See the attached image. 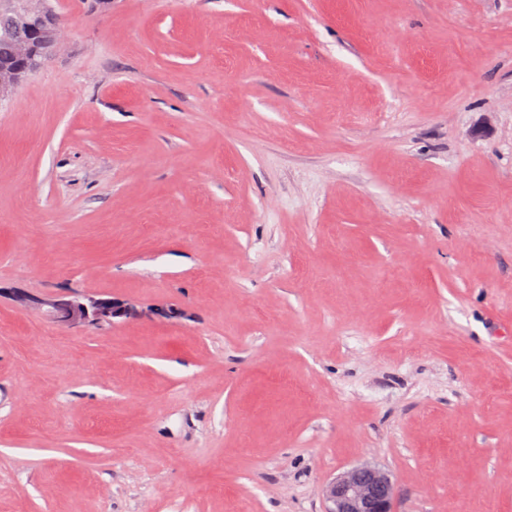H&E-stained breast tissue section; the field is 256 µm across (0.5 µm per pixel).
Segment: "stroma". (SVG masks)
Listing matches in <instances>:
<instances>
[{
  "instance_id": "obj_1",
  "label": "stroma",
  "mask_w": 512,
  "mask_h": 512,
  "mask_svg": "<svg viewBox=\"0 0 512 512\" xmlns=\"http://www.w3.org/2000/svg\"><path fill=\"white\" fill-rule=\"evenodd\" d=\"M52 5L0 101V512H325L359 465L512 512V0ZM33 17L38 19L35 22L29 23L32 31L31 38L19 44V53L22 58H34L35 56L44 55L48 44L44 43L41 37L43 27L53 26L55 37H57L61 32L59 25L63 19L53 9H47L45 12L36 13ZM47 19L52 23V25L47 24ZM9 296L22 310L41 312L62 327L101 329L114 325L118 319L137 320L152 314V310L104 294L55 293L40 297L15 290Z\"/></svg>"
}]
</instances>
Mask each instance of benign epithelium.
<instances>
[{
  "instance_id": "7a95c632",
  "label": "benign epithelium",
  "mask_w": 512,
  "mask_h": 512,
  "mask_svg": "<svg viewBox=\"0 0 512 512\" xmlns=\"http://www.w3.org/2000/svg\"><path fill=\"white\" fill-rule=\"evenodd\" d=\"M30 23L31 38L19 44L24 58L44 55L47 44L41 34L47 23H52L54 34L61 32L62 17L48 9L35 14ZM22 69L0 66V98L10 93L21 80ZM11 301L19 308L38 311L62 327L101 329L117 320L130 321L148 317L150 310L104 294L55 293L45 297L21 290L10 293ZM330 506L327 512H393L395 487L390 476L372 466L353 467L331 480L324 490Z\"/></svg>"
}]
</instances>
